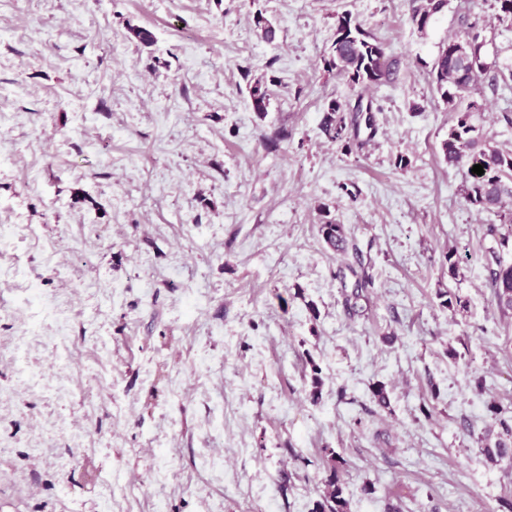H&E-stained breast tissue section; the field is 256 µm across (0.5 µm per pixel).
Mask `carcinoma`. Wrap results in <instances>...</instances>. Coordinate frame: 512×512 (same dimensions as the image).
I'll return each mask as SVG.
<instances>
[{
	"label": "carcinoma",
	"mask_w": 512,
	"mask_h": 512,
	"mask_svg": "<svg viewBox=\"0 0 512 512\" xmlns=\"http://www.w3.org/2000/svg\"><path fill=\"white\" fill-rule=\"evenodd\" d=\"M448 0H412L410 20L418 32L425 35L433 22L445 8ZM260 37L268 43L276 39V27L258 10L253 16ZM476 31L471 25L467 30L448 38L441 46L432 64L430 75L435 97L453 113V122L448 134L441 141V152L448 166L461 170L465 175L462 198L464 204L478 212H486L500 218L502 224H512V152L501 150L487 140L475 123L476 113L482 111L477 102L470 99L471 92L498 66L492 59L490 68H482L481 58L461 50L460 43ZM324 68L357 88L355 101L330 100L323 110L320 128L332 143L341 145L346 153L362 148L364 141L360 133L368 131V137L377 133L373 98L368 92L391 82L393 63L387 61L385 47L376 37L366 31L362 24L348 11L336 15L335 31L323 58ZM275 79L256 78L248 85L250 104L259 114L268 112L270 90L268 84ZM483 166L484 173L472 172L474 165ZM326 215L319 225L323 242L336 252L345 267L355 276L354 289L345 296V306L356 307L363 289L372 284L366 271H357L349 262V255L357 253L350 242L348 230L343 224L329 217L326 207L320 208ZM489 287L493 301L504 314L512 311V261L503 255L492 253ZM501 432L494 444H485L483 454L493 462H512V422L498 420ZM344 460L331 457V475L326 482L322 500L316 502L312 512H348V500L337 475Z\"/></svg>",
	"instance_id": "1"
}]
</instances>
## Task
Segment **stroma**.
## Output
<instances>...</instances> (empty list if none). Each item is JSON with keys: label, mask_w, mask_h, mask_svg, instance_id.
<instances>
[{"label": "stroma", "mask_w": 512, "mask_h": 512, "mask_svg": "<svg viewBox=\"0 0 512 512\" xmlns=\"http://www.w3.org/2000/svg\"><path fill=\"white\" fill-rule=\"evenodd\" d=\"M343 11L395 67L352 154L320 129L356 96L322 62ZM467 13L501 64L471 97L512 149L491 0H449L425 35L410 0H0V512H312L331 450L349 512L512 499V465L479 444L489 403L512 408L493 218L461 203L430 82ZM322 204L373 276L352 310ZM448 290L466 309L441 307ZM268 82H270V84L275 83V79L271 77L267 79L264 76H261L260 78L250 81L248 85L251 107L254 112L262 115L267 112L270 104V90Z\"/></svg>", "instance_id": "1"}]
</instances>
